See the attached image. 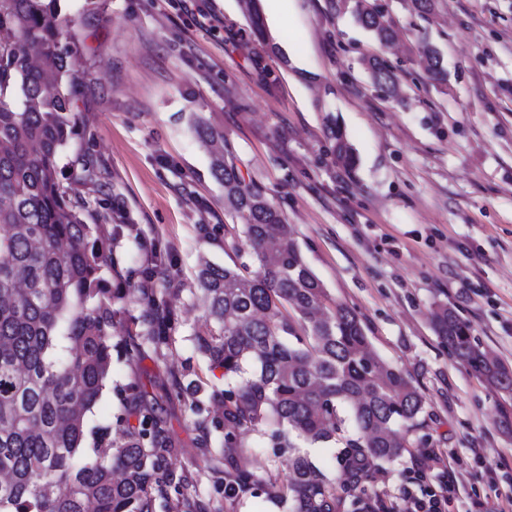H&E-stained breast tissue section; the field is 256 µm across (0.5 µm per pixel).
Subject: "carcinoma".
I'll list each match as a JSON object with an SVG mask.
<instances>
[{"instance_id":"obj_1","label":"carcinoma","mask_w":512,"mask_h":512,"mask_svg":"<svg viewBox=\"0 0 512 512\" xmlns=\"http://www.w3.org/2000/svg\"><path fill=\"white\" fill-rule=\"evenodd\" d=\"M358 22L382 45L394 30L360 3ZM75 34L56 0H0V512H207L184 496L185 478L170 463L160 418L147 414L117 441L87 428L112 364V295L101 277L107 259L88 202L71 197L58 158L76 136L82 81L71 68ZM429 78L447 79L438 52L425 49ZM374 85L399 96L397 79L377 56L367 61ZM202 142L224 134L202 120ZM339 160L353 148L330 129ZM211 174L243 224L251 263L204 260L197 280L209 324L195 344L233 391L194 392L223 406L238 428L292 433L309 443L342 442V471L327 478L299 448H288V478L267 469L237 475L292 504V512H340L346 498L401 458L423 399L400 369L369 349L359 317L332 302L288 237L282 213L237 168L212 154ZM437 336L492 387L512 392V371L480 348L466 322L446 306L432 315ZM354 425L357 435L348 434Z\"/></svg>"}]
</instances>
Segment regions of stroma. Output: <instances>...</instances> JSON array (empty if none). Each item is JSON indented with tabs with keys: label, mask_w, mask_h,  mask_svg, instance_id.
Instances as JSON below:
<instances>
[{
	"label": "stroma",
	"mask_w": 512,
	"mask_h": 512,
	"mask_svg": "<svg viewBox=\"0 0 512 512\" xmlns=\"http://www.w3.org/2000/svg\"><path fill=\"white\" fill-rule=\"evenodd\" d=\"M392 20L394 48L359 25L351 0H297L283 28L251 31L246 0H59L75 20L80 123L59 158L100 175L79 193L99 213L112 292V366L91 424L113 432L146 411L164 421L186 493L209 512H291L253 490L226 494L224 420L197 404L196 381L234 389L194 337L207 325L196 280L201 260L249 262L236 219L192 122L224 133V155L245 183L284 214L306 264L331 299L360 318L373 352L406 372L423 396L409 453L386 465L363 502L409 512L405 493L439 482L450 460L460 491L448 512L483 499L503 512L512 484V392L488 386L436 336L432 310L448 305L476 342L512 369V0H365ZM299 54L288 62L271 43ZM437 47L446 82L429 79L423 43ZM377 56L401 89L375 88ZM336 119L355 164L337 160ZM172 313L167 346L144 318L148 299ZM137 385L142 402L130 400ZM241 466L262 473L276 450L263 430L238 429ZM422 459L421 474L412 470Z\"/></svg>",
	"instance_id": "1"
}]
</instances>
